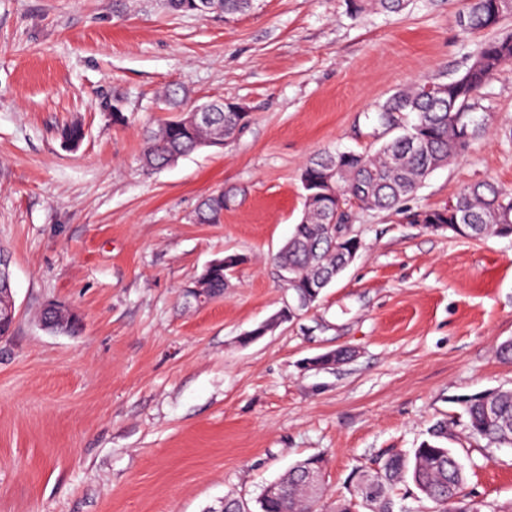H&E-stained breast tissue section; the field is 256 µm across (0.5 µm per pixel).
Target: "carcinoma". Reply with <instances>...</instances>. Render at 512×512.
I'll return each instance as SVG.
<instances>
[{"mask_svg": "<svg viewBox=\"0 0 512 512\" xmlns=\"http://www.w3.org/2000/svg\"><path fill=\"white\" fill-rule=\"evenodd\" d=\"M256 0H215L213 8L233 17L250 11ZM355 12L379 7L398 13L406 0H352ZM512 13V0H465L458 15V26L465 35L496 28ZM512 60V36L481 43L472 63L461 76L446 82H420L400 90L377 106L374 119L390 125V118L401 121V133L382 144L374 153L346 154L323 151L311 157L302 169L308 177L327 181L325 192L333 187L357 200L359 209L390 210L412 196L434 169L467 152L486 130L485 118L476 116L477 99L503 62ZM164 101L176 116L164 119L147 130L144 166L159 169L203 147L222 146L235 137L238 118L222 103L208 113V121L194 124L178 116L184 110L178 90L168 89ZM227 197L219 190L198 205L194 220L199 224H219L224 220ZM414 221L432 229L481 240L486 237H512V191L490 182L468 186L455 201L441 209L412 214ZM328 214L308 207L288 238L285 254L275 262L288 265L296 280L292 294L302 310L314 303L309 286L333 275L342 255L339 241L326 232ZM235 266L239 259L225 256L204 270L192 287L205 289V301L224 292V263ZM460 419L468 437L487 444L512 447V389L460 399ZM454 437L452 427L440 424L431 439L424 440L410 454L394 453L377 462L370 472V491L335 500L326 512H409L402 504L398 485L410 483L423 498L434 504V512H484L486 504L466 492V475L455 449L448 447ZM324 470L325 460L311 456L297 462L278 481L265 487L255 498L254 507L226 497L211 512H319L323 496L311 497L304 468Z\"/></svg>", "mask_w": 512, "mask_h": 512, "instance_id": "cac0c4a2", "label": "carcinoma"}]
</instances>
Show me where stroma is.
I'll return each instance as SVG.
<instances>
[{"instance_id": "obj_1", "label": "stroma", "mask_w": 512, "mask_h": 512, "mask_svg": "<svg viewBox=\"0 0 512 512\" xmlns=\"http://www.w3.org/2000/svg\"><path fill=\"white\" fill-rule=\"evenodd\" d=\"M460 6L258 0L228 19L165 0H0V248L15 302L0 338V512H206L313 455L333 501L441 420L471 494L512 499V449L455 423L458 398L512 389L495 355L512 340V238L409 219L476 182L512 189V60L482 91L485 134L397 209L356 210V259L278 319L292 293L274 257L302 215L304 164L373 151L395 136L368 120L377 104L465 72L484 37L460 32ZM170 86L242 104L250 122L224 148L145 169L143 129L165 118ZM74 121L75 148L60 138ZM218 190L223 223H197ZM227 254L242 261L223 297L186 303ZM52 302L78 313L77 332L42 327ZM340 348L349 358L308 366Z\"/></svg>"}]
</instances>
